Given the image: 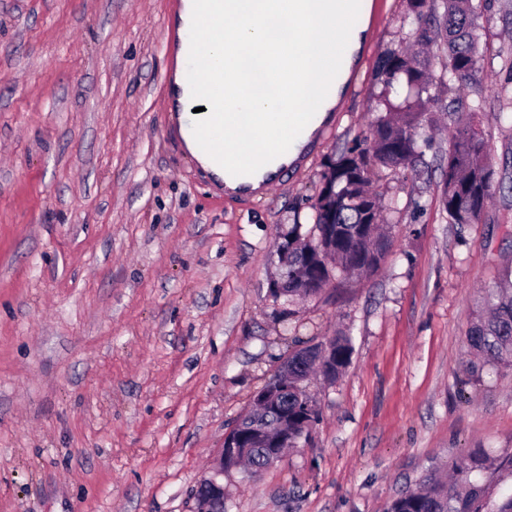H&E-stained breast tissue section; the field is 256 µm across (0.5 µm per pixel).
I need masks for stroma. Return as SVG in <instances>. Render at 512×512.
Instances as JSON below:
<instances>
[{
	"label": "stroma",
	"instance_id": "35a3bbf8",
	"mask_svg": "<svg viewBox=\"0 0 512 512\" xmlns=\"http://www.w3.org/2000/svg\"><path fill=\"white\" fill-rule=\"evenodd\" d=\"M331 123L287 181L226 197L184 147L163 83L172 0H0V512H195L224 436L292 351L344 332L319 420L282 462L224 474V512H385L434 469L512 452V374L469 372L483 289L512 266V192L450 223L451 94L417 169H379L380 268L295 304L267 298L276 242L308 223L327 157L364 139L382 53L413 43L374 0ZM497 180L512 183V0H471ZM326 354L323 358L326 364L332 366L334 374L336 370V378L347 368L353 354V344L351 336L340 333L329 338Z\"/></svg>",
	"mask_w": 512,
	"mask_h": 512
}]
</instances>
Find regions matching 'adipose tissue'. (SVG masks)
Segmentation results:
<instances>
[{
  "label": "adipose tissue",
  "instance_id": "adipose-tissue-1",
  "mask_svg": "<svg viewBox=\"0 0 512 512\" xmlns=\"http://www.w3.org/2000/svg\"><path fill=\"white\" fill-rule=\"evenodd\" d=\"M182 18L204 32L196 60L201 83L182 103L207 108L213 150L227 147L225 120L241 121L239 155L246 159L278 145L299 113L313 106L327 113L335 106L326 87L336 79V61L352 56L343 42L358 20L350 0H324L301 23L288 0H223L222 15L206 21L199 19L195 0H186ZM288 67L300 76L293 94L279 88Z\"/></svg>",
  "mask_w": 512,
  "mask_h": 512
}]
</instances>
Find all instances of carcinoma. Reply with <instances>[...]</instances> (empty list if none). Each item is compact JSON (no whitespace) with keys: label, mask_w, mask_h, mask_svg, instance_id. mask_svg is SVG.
<instances>
[{"label":"carcinoma","mask_w":512,"mask_h":512,"mask_svg":"<svg viewBox=\"0 0 512 512\" xmlns=\"http://www.w3.org/2000/svg\"><path fill=\"white\" fill-rule=\"evenodd\" d=\"M416 41L434 45L445 55L433 57L422 51L390 49L376 63L373 80L382 86L379 113L366 139L371 146H353L328 158L324 165L318 201L311 205L313 224L294 223L282 232L288 243V275L291 287L285 301L306 298L324 282L340 285L358 271H375L385 257L390 239L380 234L383 218L379 201L369 185L381 167H416L423 152L420 139L427 106L440 92L473 89L480 85L474 15L470 0H407L405 14ZM441 71L435 74L434 61ZM443 174L442 205L453 224H474L482 218L488 202L503 183L493 177L487 142L472 121L458 122L450 132L448 153L440 160ZM473 354L470 373L488 365L512 369V267L504 270L497 284L484 291L473 322L466 332ZM353 354L352 338L340 333L329 338L324 359L340 375ZM319 349L307 345L288 357V393L279 408L270 412L262 433L240 434L246 449L242 461L253 473L268 464L266 439L276 423L288 418V434L301 437L318 421L313 399L303 391L309 377L321 372ZM492 471L512 479V455L495 464L473 453L453 464L455 478L444 481L435 473L423 477L418 487L394 498L387 512H512V493L492 495L475 472Z\"/></svg>","instance_id":"obj_1"}]
</instances>
